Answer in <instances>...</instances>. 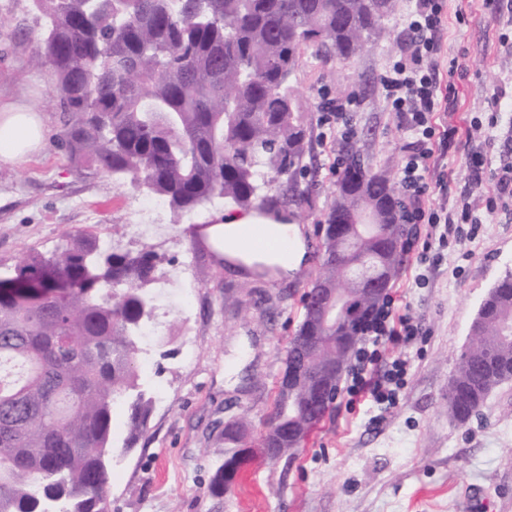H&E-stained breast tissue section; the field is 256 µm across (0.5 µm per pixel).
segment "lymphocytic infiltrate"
<instances>
[{
    "label": "lymphocytic infiltrate",
    "mask_w": 512,
    "mask_h": 512,
    "mask_svg": "<svg viewBox=\"0 0 512 512\" xmlns=\"http://www.w3.org/2000/svg\"><path fill=\"white\" fill-rule=\"evenodd\" d=\"M444 24L443 0H414L404 19L405 49L382 79L388 108L401 116L411 136L400 172V185L407 200L404 220L427 225L428 237L442 242L455 235L457 225L477 221L470 206H463L457 214L442 215L429 204L437 189L430 179L435 150L455 148L459 137L457 126L442 129L436 122L437 113L455 111L457 103L458 67L453 63L442 66L439 56ZM419 334V323L412 315H394L388 305L376 310L351 369L348 394L395 403L404 384L408 360L399 357L386 369H378L380 350L388 345L409 346Z\"/></svg>",
    "instance_id": "f902f5d3"
}]
</instances>
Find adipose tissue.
<instances>
[{"label": "adipose tissue", "mask_w": 512, "mask_h": 512, "mask_svg": "<svg viewBox=\"0 0 512 512\" xmlns=\"http://www.w3.org/2000/svg\"><path fill=\"white\" fill-rule=\"evenodd\" d=\"M45 137V128L40 117L22 108H9L0 113V163L16 164L36 150ZM261 227L265 236L273 241H287L282 251L267 253L265 260L276 266L280 277L291 276L306 260V250L298 225L292 224L284 213L262 214L256 211L225 212L222 221L210 225L205 235L216 250L231 259L252 264L248 250L240 243L243 228Z\"/></svg>", "instance_id": "ef3b65f1"}]
</instances>
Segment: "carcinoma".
Returning a JSON list of instances; mask_svg holds the SVG:
<instances>
[{"mask_svg":"<svg viewBox=\"0 0 512 512\" xmlns=\"http://www.w3.org/2000/svg\"><path fill=\"white\" fill-rule=\"evenodd\" d=\"M44 21L36 62L50 73L61 143L114 185L191 212L215 199L253 206L265 174L302 207L312 192L296 175L308 150L306 117L291 77L311 46L339 59L370 52L401 0H31ZM323 225L320 270L310 288L339 287L348 315L322 326L302 299L289 343L313 351L311 368L278 382L262 437L267 459L301 448L329 407L352 350L378 303L347 274L355 257L389 287L408 232L395 189L360 154L334 188ZM381 215L370 230L339 238L338 218L357 207ZM12 280L35 290L0 292V512H109L106 460L147 428L154 396L138 383L143 327L154 321L160 259L148 246L107 247L81 232L50 255L31 253ZM512 380V274L487 301L478 338L460 357L448 411L464 423ZM126 407L122 445L113 414ZM243 420L224 426V466L245 447ZM288 430L281 438L280 430Z\"/></svg>","mask_w":512,"mask_h":512,"instance_id":"cac0c4a2","label":"carcinoma"}]
</instances>
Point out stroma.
Wrapping results in <instances>:
<instances>
[{"mask_svg": "<svg viewBox=\"0 0 512 512\" xmlns=\"http://www.w3.org/2000/svg\"><path fill=\"white\" fill-rule=\"evenodd\" d=\"M442 62L457 61V109L440 126L467 131L457 149L439 152L446 190L434 208H453L470 195L480 223L463 225L450 243L415 244L388 296L396 313L421 325L406 356L405 383L394 405L341 394L296 454L276 462L255 456L242 468L232 495L215 497L210 477L223 458L224 424L244 418L256 442L275 396L289 339L301 320V298L318 270L321 226L346 145L374 170L398 180L410 137L385 106L381 79L403 45L400 16L375 50L348 61L306 50L293 77L308 115L310 153L299 176L312 186L302 226L306 266L294 279L245 275L229 267L203 231L218 223L229 202L178 214L162 208L159 235L141 234L143 199L131 186L82 168L65 154L60 114L46 71L32 58L42 25L29 0H0V106L39 112L46 137L40 153L19 166L0 164V275L11 276L28 252L47 253L68 236L90 231L105 244L162 256L155 284L161 336L148 344L141 384L156 395L146 433L115 458L110 512H512V381L496 388L466 423L448 412V385L470 341L482 301L512 271V199H498L494 174L512 163V110L496 112L487 99L512 100V24L492 16L483 0H446ZM355 98L350 126L325 125V102ZM480 151L488 168L470 189L469 157ZM423 283H416L417 274Z\"/></svg>", "mask_w": 512, "mask_h": 512, "instance_id": "1", "label": "stroma"}]
</instances>
